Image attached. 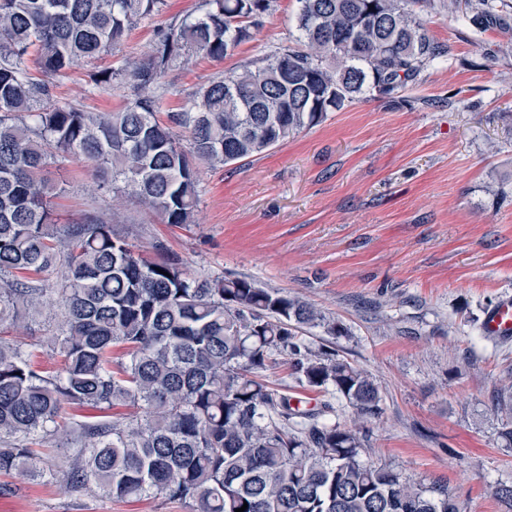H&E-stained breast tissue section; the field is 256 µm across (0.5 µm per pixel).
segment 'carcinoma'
Listing matches in <instances>:
<instances>
[{
	"label": "carcinoma",
	"mask_w": 512,
	"mask_h": 512,
	"mask_svg": "<svg viewBox=\"0 0 512 512\" xmlns=\"http://www.w3.org/2000/svg\"><path fill=\"white\" fill-rule=\"evenodd\" d=\"M272 0H199L158 29L146 60L89 74L133 89L117 112L53 102L56 83L121 44L165 0H0V327L42 314L56 279L58 330L40 348L63 358L39 370L34 352L0 339V475L60 478L76 493L189 503L192 512H466L446 484L361 459L382 414L379 386L336 348L304 332L346 336L312 304L247 277L192 275L150 260L96 216L57 224L44 177L51 160L88 161L102 192L131 195L168 224L199 202L190 157L228 165L321 124L363 95L390 102L445 55L414 10L419 0H298V35L258 61L202 85L161 126L163 79L192 55L222 59L252 37ZM482 27L502 24L489 0H465ZM35 57L46 79L29 72ZM188 134L182 145L175 129ZM114 346L128 359L112 369ZM288 365L303 389H332L352 411L301 410L262 373ZM138 412L67 422L64 405ZM499 437L512 446V385L498 394Z\"/></svg>",
	"instance_id": "carcinoma-1"
}]
</instances>
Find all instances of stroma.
I'll use <instances>...</instances> for the list:
<instances>
[{
    "label": "stroma",
    "instance_id": "stroma-1",
    "mask_svg": "<svg viewBox=\"0 0 512 512\" xmlns=\"http://www.w3.org/2000/svg\"><path fill=\"white\" fill-rule=\"evenodd\" d=\"M197 0H166L114 55L64 79L59 104L112 112L129 86L92 89L89 72L150 55L167 19ZM507 23L482 28L448 0L416 10L445 56L390 104L366 95L320 125L227 166L195 161L199 203L189 224H168L134 199L98 192L89 163L67 158L45 175L64 192L58 223L95 214L144 246L177 255L192 274L245 276L304 298L347 327L338 353L379 386L383 413L370 426L365 461L452 487L469 512H506L495 483H512V447L491 408L512 369V342L484 336L486 309L512 296V0H493ZM296 0H274L264 25L222 60L193 57L169 71L159 121L179 111L216 73L287 43ZM310 408L325 390L296 387L286 366L265 374ZM0 512H190L161 497L68 492L58 482L0 475Z\"/></svg>",
    "mask_w": 512,
    "mask_h": 512
}]
</instances>
